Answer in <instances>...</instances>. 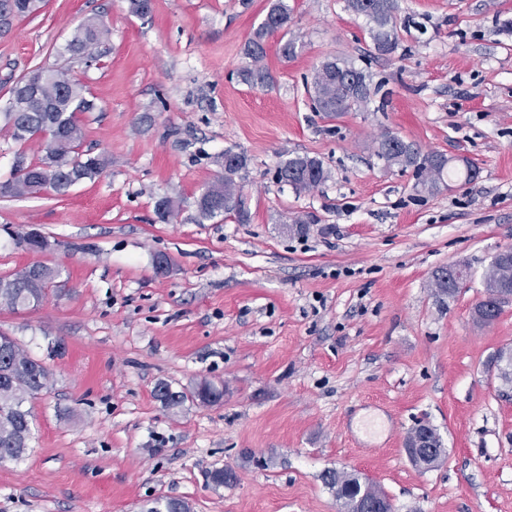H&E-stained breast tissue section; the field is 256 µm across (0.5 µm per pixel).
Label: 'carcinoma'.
<instances>
[{
    "mask_svg": "<svg viewBox=\"0 0 512 512\" xmlns=\"http://www.w3.org/2000/svg\"><path fill=\"white\" fill-rule=\"evenodd\" d=\"M346 7L374 23L371 38L377 55L386 56L397 50L398 0H346ZM290 22L291 9L285 0H277L245 46V54L250 59L243 71L245 81L262 84L267 80L263 65L265 38L288 29ZM103 30L104 25L95 22L80 26L71 41V50L78 55L88 52L100 43ZM369 97L368 75L342 59L327 60L315 72L313 101L319 112L336 115L348 112L367 104ZM89 108L82 85L67 72L55 68L41 96L20 112L9 106L5 118L11 138L26 142L42 137L45 147L35 161L27 160L22 152L16 153L15 159L21 161L22 166L13 168L10 178L0 182V196L23 197L42 189L64 194L79 182L101 174L107 166L106 157L79 150L82 128L76 113ZM375 155L388 167L414 168L420 185L429 190L438 188L448 171L445 155L424 154L416 144L392 134L380 139ZM247 165L246 155L224 152V174L218 176L196 202L200 218L225 214L246 220L235 176ZM275 178L297 191H310L326 181L328 172L320 159L297 155L278 165ZM59 275V269L36 263L20 273L0 277V302L14 310L37 307ZM484 281L495 283L512 294V257L492 261ZM50 379L51 374L42 361L33 358L14 338L0 334V463L18 461L28 450L34 430L32 403L49 387ZM154 396L164 407L174 409L188 401L214 404L221 400L222 393L206 381L188 392L177 391L171 384L161 381L155 386ZM208 479L217 486H229L237 481V475L233 468L225 466L208 472ZM357 481L355 473L325 471L323 482L334 493L340 512H350L351 500L345 490ZM144 512H189V505L180 499L161 496Z\"/></svg>",
    "mask_w": 512,
    "mask_h": 512,
    "instance_id": "1",
    "label": "carcinoma"
}]
</instances>
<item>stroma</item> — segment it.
<instances>
[{
  "instance_id": "35a3bbf8",
  "label": "stroma",
  "mask_w": 512,
  "mask_h": 512,
  "mask_svg": "<svg viewBox=\"0 0 512 512\" xmlns=\"http://www.w3.org/2000/svg\"><path fill=\"white\" fill-rule=\"evenodd\" d=\"M273 2L153 0L141 17L127 0H43L0 30V113L30 71L66 69L92 103L81 148L108 160L65 195L0 197V276L61 272L40 306L0 305V333L52 372L29 453L0 464V512H140L159 496L191 512H338L330 468L396 512H512V383L495 362L512 353V303L474 318L512 248V0H399L398 48L379 58L344 0H288L296 55L269 35L271 81L244 83V44ZM87 21L108 28L90 62L68 50ZM336 57L370 73V99L314 111L304 81ZM385 133L476 175L419 187L376 158ZM228 149L248 157L245 224L197 212ZM296 155L328 179L278 183ZM163 197L177 205L165 223ZM32 230L46 250L22 244ZM448 264L470 274L451 297L431 286ZM204 379L220 402L154 396ZM422 421L445 448L430 469L405 452ZM224 466L236 483L213 485Z\"/></svg>"
}]
</instances>
